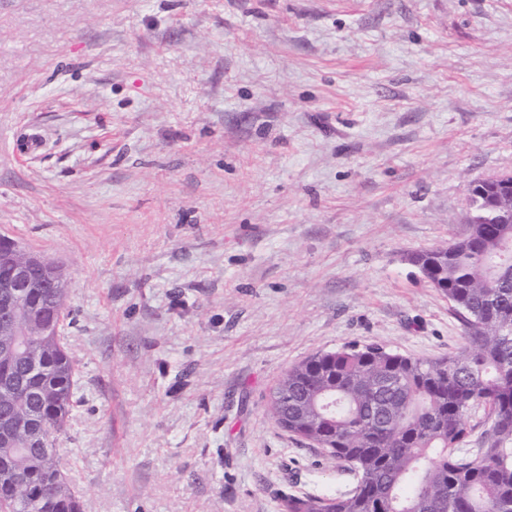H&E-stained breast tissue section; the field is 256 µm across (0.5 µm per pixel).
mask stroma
<instances>
[{
  "instance_id": "1",
  "label": "stroma",
  "mask_w": 512,
  "mask_h": 512,
  "mask_svg": "<svg viewBox=\"0 0 512 512\" xmlns=\"http://www.w3.org/2000/svg\"><path fill=\"white\" fill-rule=\"evenodd\" d=\"M509 173L512 0H0V234L70 281L83 512L351 489L269 394L348 342L456 352L406 257Z\"/></svg>"
}]
</instances>
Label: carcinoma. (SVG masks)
<instances>
[{
    "instance_id": "obj_1",
    "label": "carcinoma",
    "mask_w": 512,
    "mask_h": 512,
    "mask_svg": "<svg viewBox=\"0 0 512 512\" xmlns=\"http://www.w3.org/2000/svg\"><path fill=\"white\" fill-rule=\"evenodd\" d=\"M467 238L411 255L451 303L467 344L438 360L395 353L376 343L346 344L290 367L267 412L288 433L344 462L355 487L339 496H290L283 512H512V224L469 216ZM68 290L30 297L37 318H22L41 366L27 373L26 396L0 392V418L17 428L0 441V512H82L54 438L77 403L79 365L62 334ZM305 403L314 406L298 413ZM489 409L479 456L460 448L472 409ZM46 440L28 448L29 429Z\"/></svg>"
}]
</instances>
